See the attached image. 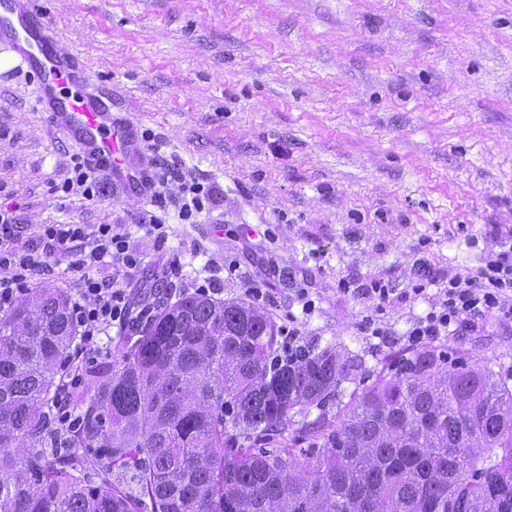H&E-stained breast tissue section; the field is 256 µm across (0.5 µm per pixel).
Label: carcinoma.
Returning a JSON list of instances; mask_svg holds the SVG:
<instances>
[{
  "label": "carcinoma",
  "mask_w": 512,
  "mask_h": 512,
  "mask_svg": "<svg viewBox=\"0 0 512 512\" xmlns=\"http://www.w3.org/2000/svg\"><path fill=\"white\" fill-rule=\"evenodd\" d=\"M71 310L37 288L0 313V512H512V373L491 357L290 361L255 305L184 294L85 377L60 447Z\"/></svg>",
  "instance_id": "1"
}]
</instances>
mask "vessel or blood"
I'll use <instances>...</instances> for the list:
<instances>
[{
    "mask_svg": "<svg viewBox=\"0 0 512 512\" xmlns=\"http://www.w3.org/2000/svg\"><path fill=\"white\" fill-rule=\"evenodd\" d=\"M0 41L7 43L37 79L33 109L49 113L57 130L90 167L107 165L123 187L145 194L146 167L136 126L112 110V92L93 83L80 57L62 56L46 16L0 0Z\"/></svg>",
    "mask_w": 512,
    "mask_h": 512,
    "instance_id": "1",
    "label": "vessel or blood"
}]
</instances>
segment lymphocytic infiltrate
<instances>
[{"label": "lymphocytic infiltrate", "instance_id": "1", "mask_svg": "<svg viewBox=\"0 0 512 512\" xmlns=\"http://www.w3.org/2000/svg\"><path fill=\"white\" fill-rule=\"evenodd\" d=\"M177 182L181 220H189L212 203V189L196 181L183 180L178 172H156L150 179L148 198L157 214L146 213L140 219L148 231H163L159 215L166 209L168 182ZM19 220L14 211L0 208V313L10 311L29 291L30 278L44 272L48 259L59 249L77 252L83 274L78 297L72 305V318L82 338L69 361L67 371L53 402V428L60 438L74 432L79 418L69 392L78 386L83 369L95 361L100 351L98 338L112 326L126 327L134 315H149L171 290L157 280L140 286L139 296H132L119 278L142 263L140 254L131 249L124 233L109 224L87 231L82 224H45L28 239H20ZM501 252L490 254L480 280L457 272L436 278L426 273L428 283L442 282V297L414 325L409 333L413 344H428L449 333L474 327L486 313L495 311L512 319V240L501 239ZM111 274H104V267Z\"/></svg>", "mask_w": 512, "mask_h": 512}]
</instances>
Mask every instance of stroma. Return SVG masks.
Here are the masks:
<instances>
[{
    "instance_id": "1",
    "label": "stroma",
    "mask_w": 512,
    "mask_h": 512,
    "mask_svg": "<svg viewBox=\"0 0 512 512\" xmlns=\"http://www.w3.org/2000/svg\"><path fill=\"white\" fill-rule=\"evenodd\" d=\"M43 12L64 55L112 91L114 111L149 133L151 158L214 194L193 222L105 187L65 192L77 148L34 112L36 83L0 42V207L40 224H117L153 279L156 259L183 272L208 260L269 272L261 309L367 365L410 350L435 302L415 294L419 266L479 276L512 235V0H20ZM35 287L76 296L74 253L54 254ZM389 281L378 304L344 283ZM308 289L315 307L296 301ZM393 334L381 345L371 322ZM449 357L512 365V320L487 314L440 337Z\"/></svg>"
}]
</instances>
